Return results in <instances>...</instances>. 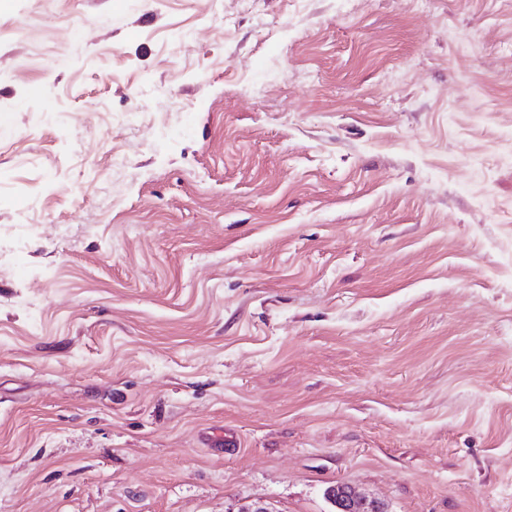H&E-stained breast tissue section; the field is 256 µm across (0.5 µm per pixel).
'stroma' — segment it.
<instances>
[{
    "label": "stroma",
    "instance_id": "stroma-1",
    "mask_svg": "<svg viewBox=\"0 0 512 512\" xmlns=\"http://www.w3.org/2000/svg\"><path fill=\"white\" fill-rule=\"evenodd\" d=\"M512 512V0H0V512ZM336 512H386L382 503L357 493L345 484H336L329 489Z\"/></svg>",
    "mask_w": 512,
    "mask_h": 512
}]
</instances>
